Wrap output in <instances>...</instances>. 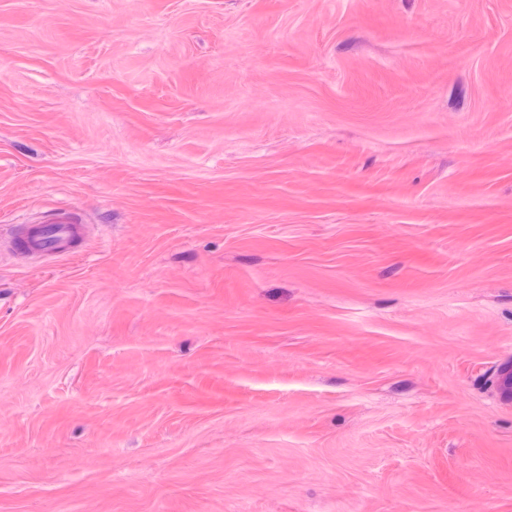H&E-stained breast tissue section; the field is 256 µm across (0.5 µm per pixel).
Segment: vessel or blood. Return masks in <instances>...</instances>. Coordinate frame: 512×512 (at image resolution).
I'll return each mask as SVG.
<instances>
[{
  "instance_id": "1",
  "label": "vessel or blood",
  "mask_w": 512,
  "mask_h": 512,
  "mask_svg": "<svg viewBox=\"0 0 512 512\" xmlns=\"http://www.w3.org/2000/svg\"><path fill=\"white\" fill-rule=\"evenodd\" d=\"M82 232V219L68 205L49 210L38 224L16 235L11 247L18 257L34 259L43 255H64Z\"/></svg>"
}]
</instances>
